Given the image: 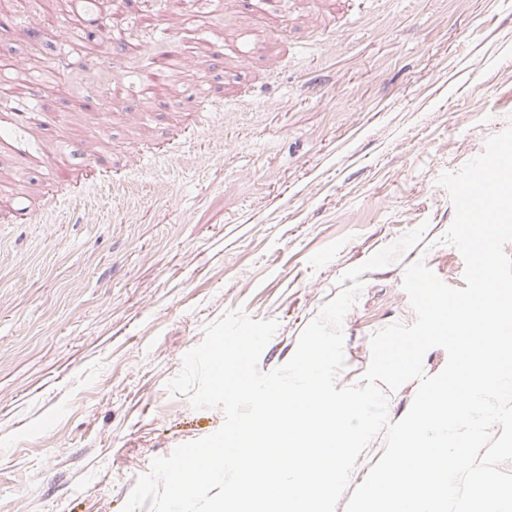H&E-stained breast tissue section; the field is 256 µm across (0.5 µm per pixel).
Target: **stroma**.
I'll use <instances>...</instances> for the list:
<instances>
[{
    "mask_svg": "<svg viewBox=\"0 0 512 512\" xmlns=\"http://www.w3.org/2000/svg\"><path fill=\"white\" fill-rule=\"evenodd\" d=\"M252 5L201 26L214 58L178 98L47 91L0 124V512H121L154 458L215 433L222 411L167 384L229 311L278 321L270 372L348 269L425 225L361 276L348 387L371 336L416 319L407 265L465 285L437 179L512 126V0H305L271 23ZM62 25L0 30V52L61 65Z\"/></svg>",
    "mask_w": 512,
    "mask_h": 512,
    "instance_id": "obj_1",
    "label": "stroma"
}]
</instances>
